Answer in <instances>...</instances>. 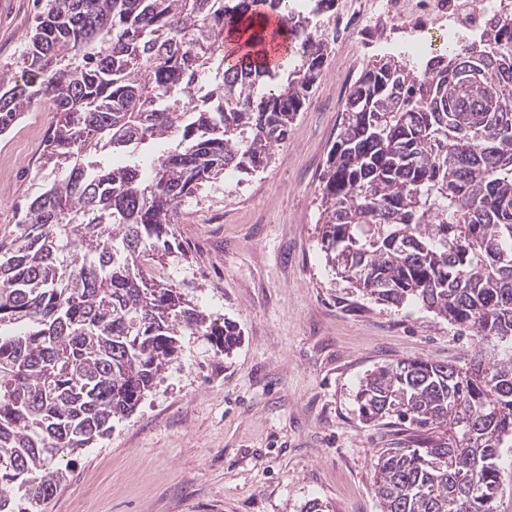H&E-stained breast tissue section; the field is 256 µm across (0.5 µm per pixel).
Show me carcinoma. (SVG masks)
<instances>
[{
  "label": "carcinoma",
  "mask_w": 512,
  "mask_h": 512,
  "mask_svg": "<svg viewBox=\"0 0 512 512\" xmlns=\"http://www.w3.org/2000/svg\"><path fill=\"white\" fill-rule=\"evenodd\" d=\"M335 0H45L0 70V136L53 112L61 174L0 242V512H42L57 466L112 432L199 334L240 344L143 263L175 250L186 198L266 167L324 75L317 24ZM274 15L286 59L229 43ZM224 66L204 95L215 60ZM512 16L422 66L363 67L321 174V251L377 302H410L477 337L468 366L407 359L366 376L363 421L409 436L375 462L382 512H496L512 448ZM116 162L103 165L98 157ZM24 491L16 497L14 490Z\"/></svg>",
  "instance_id": "cac0c4a2"
}]
</instances>
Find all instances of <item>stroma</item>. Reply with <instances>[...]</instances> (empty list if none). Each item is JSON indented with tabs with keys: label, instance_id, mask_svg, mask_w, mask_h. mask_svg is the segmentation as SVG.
I'll list each match as a JSON object with an SVG mask.
<instances>
[{
	"label": "stroma",
	"instance_id": "stroma-1",
	"mask_svg": "<svg viewBox=\"0 0 512 512\" xmlns=\"http://www.w3.org/2000/svg\"><path fill=\"white\" fill-rule=\"evenodd\" d=\"M40 0H0V66L18 57ZM342 103L303 110L266 169L229 171L188 198L183 253L157 278L193 290L211 319L234 321L224 355L183 336L163 379L112 432L60 465L71 477L45 512H382L374 462L402 436L364 424L356 392L373 369L405 359L465 366L476 339L420 305L348 288L320 249V175ZM51 113H26L0 136V240L19 208L53 181L42 170Z\"/></svg>",
	"mask_w": 512,
	"mask_h": 512
}]
</instances>
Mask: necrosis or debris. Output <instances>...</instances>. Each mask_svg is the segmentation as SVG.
Masks as SVG:
<instances>
[{
  "mask_svg": "<svg viewBox=\"0 0 512 512\" xmlns=\"http://www.w3.org/2000/svg\"><path fill=\"white\" fill-rule=\"evenodd\" d=\"M504 14H512V0H338L331 30L336 44L369 57L399 51L425 60L436 54L438 37L463 45Z\"/></svg>",
  "mask_w": 512,
  "mask_h": 512,
  "instance_id": "1",
  "label": "necrosis or debris"
}]
</instances>
